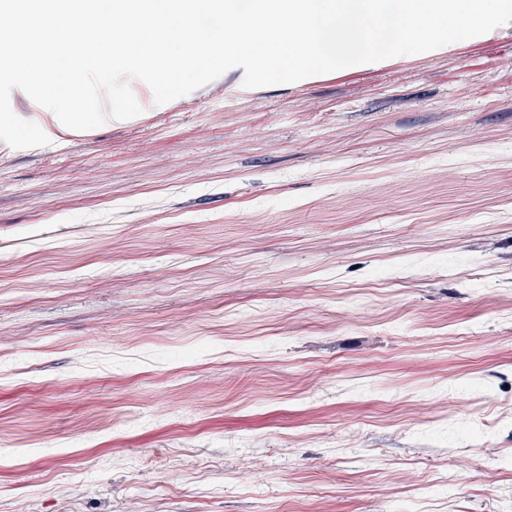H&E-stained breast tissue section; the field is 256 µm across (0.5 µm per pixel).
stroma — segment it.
<instances>
[{
    "label": "stroma",
    "instance_id": "obj_1",
    "mask_svg": "<svg viewBox=\"0 0 512 512\" xmlns=\"http://www.w3.org/2000/svg\"><path fill=\"white\" fill-rule=\"evenodd\" d=\"M0 141V512H512V24Z\"/></svg>",
    "mask_w": 512,
    "mask_h": 512
}]
</instances>
